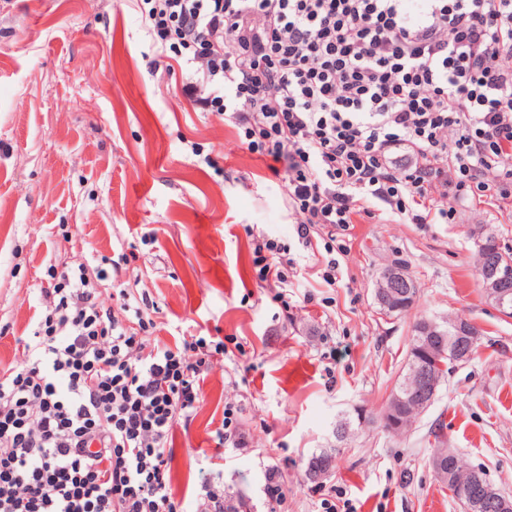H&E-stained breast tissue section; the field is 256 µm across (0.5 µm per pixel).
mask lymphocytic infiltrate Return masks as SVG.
Returning <instances> with one entry per match:
<instances>
[{
	"label": "lymphocytic infiltrate",
	"mask_w": 512,
	"mask_h": 512,
	"mask_svg": "<svg viewBox=\"0 0 512 512\" xmlns=\"http://www.w3.org/2000/svg\"><path fill=\"white\" fill-rule=\"evenodd\" d=\"M142 2L156 46L194 48L185 93L204 111L227 102L248 150L283 164L327 286L354 214L451 224L454 198H512V0ZM128 262L47 267L28 358L0 368V512H181L167 440L225 345L148 344L159 308L125 288ZM252 265L287 302L285 244L262 238ZM105 284L115 309L98 301Z\"/></svg>",
	"instance_id": "lymphocytic-infiltrate-1"
}]
</instances>
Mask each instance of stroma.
<instances>
[{"mask_svg": "<svg viewBox=\"0 0 512 512\" xmlns=\"http://www.w3.org/2000/svg\"><path fill=\"white\" fill-rule=\"evenodd\" d=\"M140 0H0V366L24 361L46 303L51 263L130 257L126 286L161 310L155 337L223 338L228 353L202 382L196 417L172 433L170 482L195 512L198 473H222L247 512H463L437 477V447L455 449L512 496V317L475 275L474 225L512 249V199L455 200L452 224L354 215L336 241L335 286L313 274L295 234L285 174L248 151L242 129L187 96L190 56L157 49ZM288 245L298 274L287 302L258 282L253 240ZM419 288L408 311L380 313L382 270ZM312 302H305V295ZM459 318L481 333L476 357L442 383L401 432L381 415L405 373L419 317ZM239 405L246 443L218 445L224 404ZM363 415L345 444L339 420ZM334 468L308 482V459ZM284 503L266 495L269 472Z\"/></svg>", "mask_w": 512, "mask_h": 512, "instance_id": "1", "label": "stroma"}]
</instances>
